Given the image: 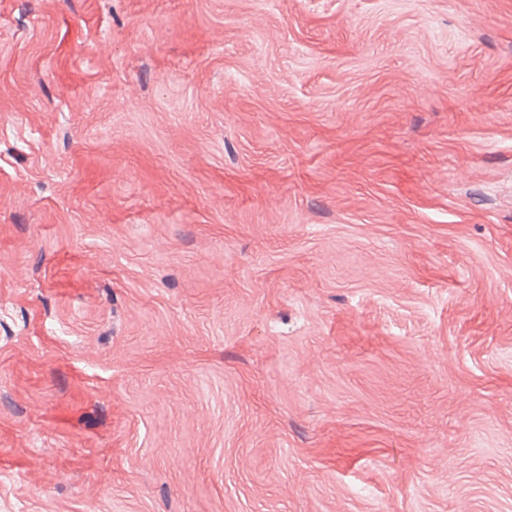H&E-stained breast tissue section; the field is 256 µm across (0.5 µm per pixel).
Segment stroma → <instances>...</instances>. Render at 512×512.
<instances>
[{"instance_id": "stroma-1", "label": "stroma", "mask_w": 512, "mask_h": 512, "mask_svg": "<svg viewBox=\"0 0 512 512\" xmlns=\"http://www.w3.org/2000/svg\"><path fill=\"white\" fill-rule=\"evenodd\" d=\"M0 512H512V0H0Z\"/></svg>"}]
</instances>
